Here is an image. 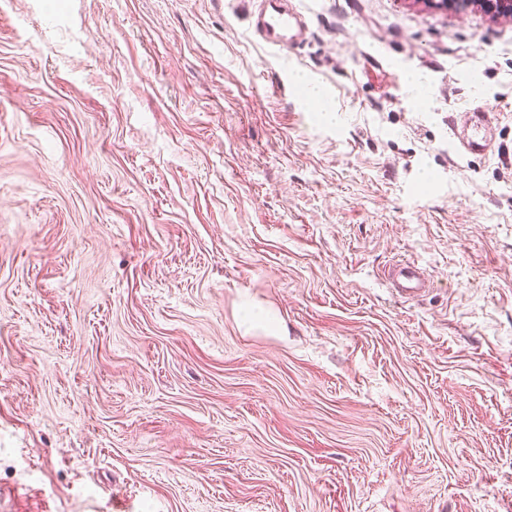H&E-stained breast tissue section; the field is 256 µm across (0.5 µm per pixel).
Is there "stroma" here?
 Listing matches in <instances>:
<instances>
[{
    "label": "stroma",
    "instance_id": "stroma-1",
    "mask_svg": "<svg viewBox=\"0 0 512 512\" xmlns=\"http://www.w3.org/2000/svg\"><path fill=\"white\" fill-rule=\"evenodd\" d=\"M294 4L0 0V512H512V17ZM250 26L259 40L287 51L303 44L309 31L305 16L291 0H258ZM470 112H473L470 114V125H471V134L468 136L465 140L460 141V144L462 148L466 151H473V150H483L487 144L482 143L483 136H481V131L484 126L485 122V113L480 112H487L483 109H474ZM384 280L393 295L404 301L418 300L429 292L431 276L414 261L401 260L384 272Z\"/></svg>",
    "mask_w": 512,
    "mask_h": 512
}]
</instances>
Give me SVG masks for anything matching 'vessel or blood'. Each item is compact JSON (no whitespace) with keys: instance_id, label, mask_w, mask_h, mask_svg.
I'll return each mask as SVG.
<instances>
[{"instance_id":"obj_1","label":"vessel or blood","mask_w":512,"mask_h":512,"mask_svg":"<svg viewBox=\"0 0 512 512\" xmlns=\"http://www.w3.org/2000/svg\"><path fill=\"white\" fill-rule=\"evenodd\" d=\"M250 26L259 40L287 51L303 44L309 31L305 16L293 7L292 0H258ZM384 280L392 294L405 301L425 296L431 286L430 275L411 260L391 265Z\"/></svg>"}]
</instances>
